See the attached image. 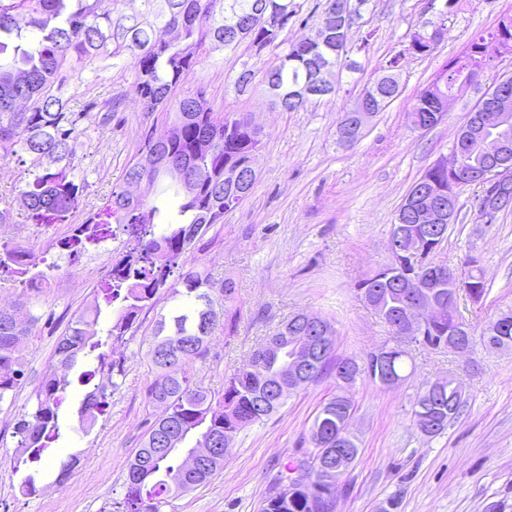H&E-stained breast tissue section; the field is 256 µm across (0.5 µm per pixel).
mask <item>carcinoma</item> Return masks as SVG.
Listing matches in <instances>:
<instances>
[{"label":"carcinoma","instance_id":"cac0c4a2","mask_svg":"<svg viewBox=\"0 0 512 512\" xmlns=\"http://www.w3.org/2000/svg\"><path fill=\"white\" fill-rule=\"evenodd\" d=\"M121 0H0V159L31 157L20 181L25 183L21 197L27 218L42 224L52 215L75 205L84 191L85 181L70 177L77 139L87 132L89 121L107 125L112 120V103L103 110L75 112L64 98L66 74L91 68L93 77L108 68H121L130 62L136 70L133 93L146 113L167 111L170 128L165 138H146L136 161L122 175V184L112 190L106 217L124 227L126 240L119 259L112 264L105 281L103 302H94L79 313L68 332L60 337L55 366L35 390V405L17 420L14 434L19 436L14 455L18 465L39 463L52 445L65 439L68 427L59 420V408L71 385L69 371L79 357L94 356L96 367L84 370L79 382L92 386L79 408V432L88 435L97 421L98 409L117 389L115 377L125 374L124 356L116 347L137 327L140 313L153 306L159 295L181 299L171 319L157 321L149 349L155 377L147 397L164 412L145 432L141 447L131 460L123 500L113 512H163L170 499L207 482L224 466V450H212L201 467L189 468L178 460L207 446L214 434L236 435L245 427L269 417L291 396L270 391L274 361L249 364L224 380V389L212 391L190 381L186 364L202 358L208 339L224 324V312L216 310L212 292L224 302L236 299V282L231 277L220 281L203 265L190 258L197 242L224 213L241 200L224 186V167L228 164L248 171L253 153L260 148L257 131L249 128L232 112L211 110L203 96L178 97L177 90L201 63L212 45L234 50L237 44L227 39L229 29L240 21L248 23L247 40L257 51H277L273 65L276 86L284 99L281 110L297 112L311 98L292 99L291 89L304 82L310 64L319 58L338 67L351 69L350 55H336L335 42L280 41V35L298 16L295 0H138L140 7L130 14L115 15ZM445 37L417 31L407 46L414 56H427ZM512 53V16L500 20L488 37L480 36L466 44L460 53L436 74L417 95L412 112L422 121L440 111L467 74L484 71L492 62ZM400 57L387 61L385 74L364 92L369 95L374 116L387 107L385 98L400 93ZM256 72L242 68L234 81L239 93L254 87ZM133 183L150 187L164 183L171 192L159 204L147 197L128 194ZM448 189V173L436 165L427 168L412 186L413 194L426 187ZM95 227L80 224L60 247L77 256L85 242L92 241ZM36 263L29 251L16 242L0 243V269L28 274ZM393 271L407 278L423 272L398 255L358 285L375 296L376 304L389 315L400 310L401 297L385 287L383 278ZM116 308L115 319L100 323L102 306ZM448 307L433 329L418 338V343L440 348L448 342L454 328ZM38 318L27 309V302L16 304L15 311L0 310V402L21 384L23 357L20 348L32 335ZM296 318L284 322L270 340L280 337L318 336L320 331L295 326ZM473 342L486 349L512 348V307L489 321ZM340 359L334 351L314 355L313 380L336 376ZM405 354L391 347L383 356L370 354L360 365L359 377L376 383L386 375L406 378ZM105 376L109 386L94 379ZM339 392L325 402L310 428V436H321L324 446L336 447V432L342 415L339 407L353 408L345 394L346 385L336 382ZM460 413L464 398L447 386L429 393L420 392L413 404V417L426 408L433 436L448 427L453 416L448 407ZM308 482H298L286 491L270 494L261 512H332L336 498V477L326 480L321 471L303 473Z\"/></svg>","mask_w":512,"mask_h":512}]
</instances>
